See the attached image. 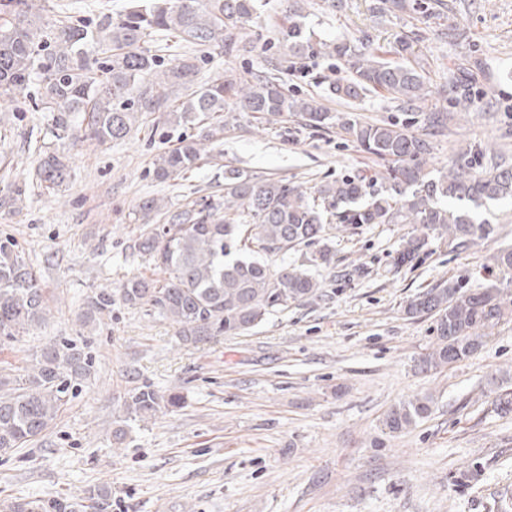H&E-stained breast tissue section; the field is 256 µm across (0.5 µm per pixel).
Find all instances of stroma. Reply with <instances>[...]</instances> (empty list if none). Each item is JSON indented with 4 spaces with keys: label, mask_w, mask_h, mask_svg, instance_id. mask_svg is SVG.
<instances>
[{
    "label": "stroma",
    "mask_w": 512,
    "mask_h": 512,
    "mask_svg": "<svg viewBox=\"0 0 512 512\" xmlns=\"http://www.w3.org/2000/svg\"><path fill=\"white\" fill-rule=\"evenodd\" d=\"M377 0H308L317 38L348 40L355 49L389 45L400 32L428 73L426 108L448 111L446 132L433 139V168L446 170L460 148L497 142V161L512 165V0H443L429 20L393 16ZM127 0H49L51 19L94 22ZM278 0H266L248 26L250 53L213 55L199 82L234 74L249 78L280 59L288 85L338 113L422 132L423 116L374 93L330 97L346 78L342 62L309 53L294 60L276 37ZM469 73L467 103L451 88ZM50 113L26 102L0 112V239H11L34 270L51 306L48 319L16 340L0 341V373L18 374L48 340L67 338L93 359L88 378L54 424L25 447L0 453V501L112 490V512H501L512 490V412L492 401L512 388V321L494 329L472 357L423 372L420 359L436 342L434 320L408 318L406 302L447 279L482 284L491 255L512 243V201L478 210L495 232L467 249L430 240L420 260L395 267L407 224H364L331 233L330 266L316 269L318 297L289 305L237 336L179 341L168 320L115 302L91 317L88 298L127 278L160 277L138 248L147 197L177 209L223 195L224 168L258 179H285L307 191L385 166L346 140L338 128L305 126L298 117L269 125L261 114L226 107L224 136L185 177L153 175L161 152L189 127L156 129L153 117L125 140L99 147L59 141L69 175L55 192L32 183L35 141L51 135ZM175 391L183 406L140 421L128 418L131 391ZM433 395L431 416L399 436L380 430L389 408ZM125 428L123 444L112 432ZM480 471L459 484L460 474Z\"/></svg>",
    "instance_id": "obj_1"
}]
</instances>
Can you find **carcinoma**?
Returning <instances> with one entry per match:
<instances>
[{
	"label": "carcinoma",
	"mask_w": 512,
	"mask_h": 512,
	"mask_svg": "<svg viewBox=\"0 0 512 512\" xmlns=\"http://www.w3.org/2000/svg\"><path fill=\"white\" fill-rule=\"evenodd\" d=\"M48 0H0V108L13 107L27 96L39 78L40 110L52 114L55 137L80 138L98 146L126 139L146 112L160 113L172 126L194 124L204 141L185 143L155 159L160 180L174 179L196 168L207 155L204 142L224 133V106L231 100L245 112L272 122L299 116L314 128L338 127L361 149L388 164L384 184L378 177L354 175L320 185L310 195L285 180H256L233 166L224 167V195L203 199L192 208L166 210L149 198L139 205L144 220L164 216L142 235L139 250L163 272L161 279L132 277L119 289L123 302L169 320L185 344L218 336L245 333L288 304L317 294L320 281L311 268L331 262L329 246L296 265L274 267L260 257L286 253L302 244L325 240L328 219L336 230L350 224H413L402 238L394 264L420 258L429 236L448 242L452 251L486 239L491 228L450 201L512 200V167L484 168L488 145L468 146L448 171L431 176L432 138L448 128V113H425L426 132H407L393 123L370 124L350 115L338 116L313 99L288 94L279 63L248 79L222 75L199 85L196 76L202 54L227 55L248 51L241 34L258 22L264 0H131L116 18L94 25L42 19ZM285 22L278 29L289 54L306 51L342 60L350 76L330 86L340 98L356 99L373 92L422 110L429 96L424 66L412 63V38L402 33L392 45L356 51L338 38L315 42L307 34L301 0H282ZM382 11L422 14L421 0H380ZM173 36L192 50L168 68H161L151 47L156 37ZM96 44L106 57L91 62L84 47ZM67 165L56 149L39 154V187L57 190ZM497 282L471 289L455 280L443 281L412 298L405 307L410 318L431 315L436 343L421 360L423 370H437L474 355L503 321L512 319V246L492 257ZM91 313L112 311V293L89 297ZM50 313L34 271L15 250L13 241H0V337L14 338L46 321ZM91 361L76 344L50 340L37 352L24 373L0 378V451L21 448L41 436L57 419L69 392L90 375ZM430 395L393 405L382 430L401 434L429 417ZM177 392L162 394L148 386L126 401L129 417L148 418L181 407ZM112 489H90L77 504L65 498H35L0 503V512H110Z\"/></svg>",
	"instance_id": "1"
}]
</instances>
